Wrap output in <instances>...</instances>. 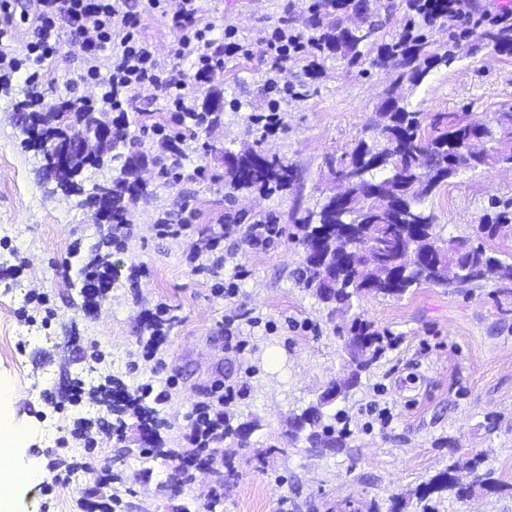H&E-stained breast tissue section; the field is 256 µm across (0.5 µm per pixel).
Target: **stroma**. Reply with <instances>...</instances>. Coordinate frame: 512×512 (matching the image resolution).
Returning a JSON list of instances; mask_svg holds the SVG:
<instances>
[{"label": "stroma", "mask_w": 512, "mask_h": 512, "mask_svg": "<svg viewBox=\"0 0 512 512\" xmlns=\"http://www.w3.org/2000/svg\"><path fill=\"white\" fill-rule=\"evenodd\" d=\"M316 0H205L216 25L231 26L250 45L249 59L228 58L211 86L224 95L220 126L201 133L186 151L185 167H201L204 179L168 183L161 167L170 157L151 147L142 126L162 120L163 101L149 87L137 91L138 108L126 125L134 135L130 152L143 165L150 196L131 205L134 236L112 249L120 272L99 302L85 299L73 285L77 256L98 242L97 220L81 196L48 193L36 171L40 158L25 148L15 126V104L25 99L24 74L0 87V387L19 400L0 405V420L23 429L16 464L37 466L41 481L17 487L11 512H81L94 505L92 488L111 478L119 497L112 512H202L213 490L222 497L217 512H327L336 502L387 501L407 493L405 512H512V494L477 495L464 503L414 498V491L448 464L441 438L455 437L463 452L481 454L496 479L512 484V297L488 284L463 293L452 285H423L402 298L366 295L354 312L399 336L400 343L342 402L350 428V453L309 456L302 444L287 442L288 418L300 412L329 382L345 373L343 323L302 288L296 271L303 249L298 221L329 195L333 176L326 157L349 160L375 117L393 79L378 62V46L401 32L405 0H381L382 27L375 44L356 64L323 58L320 74L309 79L303 63H289L277 85H269L263 37L276 26L309 37ZM481 25L436 20L429 30L432 51L461 37L455 61L432 70L403 95L411 109L430 115L466 112L477 121L512 105V54L480 42L491 28L501 0H474ZM70 64L58 73L39 111L72 95L84 94L75 57L78 46L63 43ZM280 106L281 128L266 135L263 149L292 165L298 179L287 192H237L222 180L221 148L251 142L253 115ZM425 206L445 237L475 236L491 208L512 211V169L489 165L463 170ZM237 230L223 236L220 218ZM280 224L282 235L263 247L249 246L250 224L261 217ZM186 220L177 238L157 236L161 219ZM219 238L203 263H224L222 280H237L233 299L215 297L216 280L192 274L191 246L199 237ZM167 304L178 320L161 360L144 358L146 320ZM234 319L247 344L224 336ZM115 383L133 391L149 385L146 401L165 425L157 434L164 447H185L184 433L194 402L219 386H235L240 397L225 406L232 424L254 420L259 428L239 447L233 475L194 468L192 482L173 486L174 464L164 457L142 458L147 446L135 418L123 436L99 441L98 469L69 485L56 481L58 459L78 461V443L56 449L80 418L115 424L110 406L84 404L55 408L53 393L77 382Z\"/></svg>", "instance_id": "obj_1"}]
</instances>
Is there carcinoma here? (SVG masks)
Returning <instances> with one entry per match:
<instances>
[{"mask_svg": "<svg viewBox=\"0 0 512 512\" xmlns=\"http://www.w3.org/2000/svg\"><path fill=\"white\" fill-rule=\"evenodd\" d=\"M373 0H322L321 8L339 10L348 8L361 11L369 18L363 35L344 29L339 20L324 24L319 12H314L310 37L320 52L339 53L355 61L362 56V48L378 30L372 18L378 16ZM408 12L398 38L379 47V61L397 72L394 83L385 89L380 113L372 126L373 136L360 141L350 161L336 168V177L343 178L347 169L357 173L349 185L340 186L345 192L341 201L326 196L319 209L300 220L303 248L301 276L305 288L328 308L333 315L345 314L352 300L365 295L400 298L423 284H448L446 268L458 265L461 276L456 287L465 289L492 281L499 292L512 296V256L502 258L481 242L468 237L445 238L436 231L435 214L424 207V201L448 182L459 171L477 169L484 161L465 154L461 146L472 134L479 132L497 144L495 164L512 167V142L501 141L503 130H512V110L497 112L488 123H477L461 115H448V123L436 119L431 124V135L422 132L426 116L411 111L396 96V88L407 83L419 86L435 68L446 66L454 55L429 51V40L424 29L433 19L447 11L444 0H407ZM479 38L486 44L512 46V27L482 32ZM30 103L16 104V124L23 143L41 157V176L44 182H53L65 194L82 192L77 177L88 168L108 167L116 175L96 182L86 192L85 203L96 206L102 193L114 187L109 199L106 223L98 224L99 240L94 250L78 260L77 278L80 294L94 298L95 288L110 287L117 269L112 265V225L128 223L129 206L145 194V188L130 181V161L127 153V133L118 129L112 140L97 154H80L72 158L69 166L61 170L56 156L69 132L79 126L86 133L96 132L110 122L109 113L99 110L85 96H71L59 103L58 109L47 115L27 110ZM224 106L219 93L209 96L198 114L197 125L213 128L221 124ZM294 168L283 159L266 157L255 146L233 152V163L224 171L225 184L232 190L286 191L294 182ZM344 237L352 245V255L341 252L319 265L316 255L307 250L315 240ZM399 337L381 330L373 321L361 314L349 319L344 336L343 352L347 357L348 373L342 384L330 382L316 401L289 418L288 440L304 442L308 452L316 457L337 453L348 447L347 427L340 429L329 423L344 420L340 413L330 414L329 408L347 399L350 391L361 383L386 354L395 349ZM122 399L133 407V417L141 425L159 426L164 420L159 411L145 402V396L128 391ZM258 423L249 421L236 426L224 422V438L232 447L224 449V463L236 455L233 445H241L256 431ZM448 466L427 484L415 491L418 498L433 494H447L448 499L464 502L475 489L489 494L512 491L482 470L483 458L474 454L464 461L456 459L455 439L446 438ZM467 468L476 474L470 489L460 488L456 480L457 469ZM404 497L392 498L385 505L370 501L363 512H403Z\"/></svg>", "mask_w": 512, "mask_h": 512, "instance_id": "carcinoma-1", "label": "carcinoma"}]
</instances>
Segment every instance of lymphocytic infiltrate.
<instances>
[{"instance_id": "1", "label": "lymphocytic infiltrate", "mask_w": 512, "mask_h": 512, "mask_svg": "<svg viewBox=\"0 0 512 512\" xmlns=\"http://www.w3.org/2000/svg\"><path fill=\"white\" fill-rule=\"evenodd\" d=\"M167 17L176 35L173 62L157 58L143 35L144 16ZM24 36V57L0 49V70L13 73L29 68V87L44 89L55 82V70L63 41L79 44L80 80L90 96L113 112L136 109L135 93L149 86L159 93L166 111L175 113L173 126L155 122L157 147L172 157H182L197 140L194 116L198 95L214 74L223 69L225 56L249 57L247 43L234 30L219 35L206 15L201 0H179L169 11L168 0H0V40ZM111 51L112 66L102 69L100 54ZM234 387L196 402L190 416V444L205 452L211 463L224 461V407L232 403Z\"/></svg>"}]
</instances>
